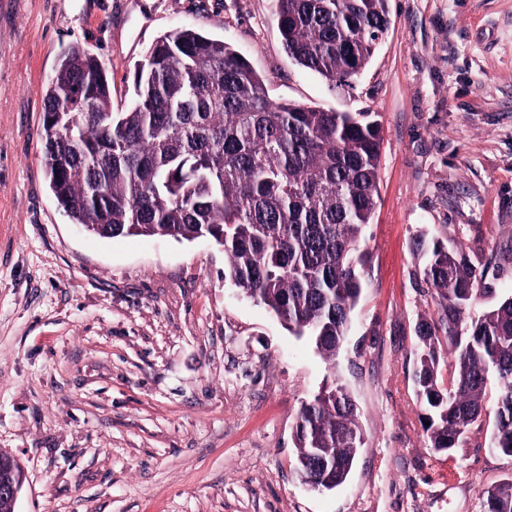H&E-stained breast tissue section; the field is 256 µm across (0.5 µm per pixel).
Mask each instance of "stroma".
<instances>
[{
    "mask_svg": "<svg viewBox=\"0 0 512 512\" xmlns=\"http://www.w3.org/2000/svg\"><path fill=\"white\" fill-rule=\"evenodd\" d=\"M370 63L339 86L286 53L272 0H0V450L15 512H486L512 482L491 423L432 448L417 322L439 305L412 252L488 265L471 324L512 295V0H388ZM183 25L224 40L275 102L381 125L362 292L335 359L224 276L212 238H103L49 188L43 99L63 53L103 62L114 111L148 48ZM350 392L365 435L331 491L296 475V413Z\"/></svg>",
    "mask_w": 512,
    "mask_h": 512,
    "instance_id": "1",
    "label": "stroma"
}]
</instances>
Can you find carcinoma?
I'll list each match as a JSON object with an SVG mask.
<instances>
[{"mask_svg": "<svg viewBox=\"0 0 512 512\" xmlns=\"http://www.w3.org/2000/svg\"><path fill=\"white\" fill-rule=\"evenodd\" d=\"M274 11L288 55L330 82L358 75L388 25V0H274ZM134 87L131 105L115 112L104 66L78 46L63 54L43 104L45 115L71 105L68 123H43L59 204L101 237H211L224 247V276L294 335L336 355L361 293L359 240L380 170L377 121L271 101L235 49L192 27L157 39ZM414 252L439 305L437 321L415 328V396L431 446L452 451L491 415L489 448L512 457V296L463 337V312L490 292L487 266L438 239L415 240ZM294 439L299 477L325 490L343 484L363 440L345 388L302 404ZM487 512H512V483L488 491Z\"/></svg>", "mask_w": 512, "mask_h": 512, "instance_id": "cac0c4a2", "label": "carcinoma"}]
</instances>
